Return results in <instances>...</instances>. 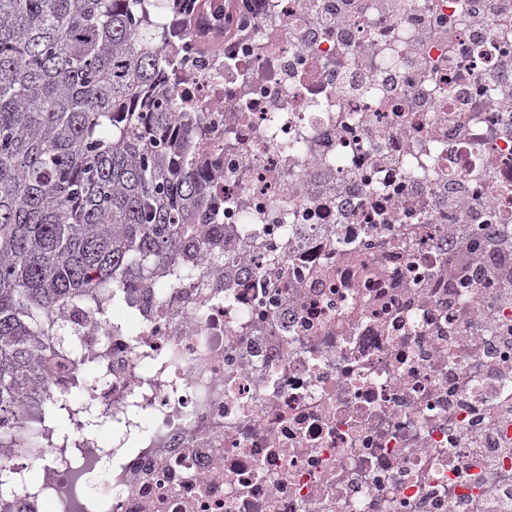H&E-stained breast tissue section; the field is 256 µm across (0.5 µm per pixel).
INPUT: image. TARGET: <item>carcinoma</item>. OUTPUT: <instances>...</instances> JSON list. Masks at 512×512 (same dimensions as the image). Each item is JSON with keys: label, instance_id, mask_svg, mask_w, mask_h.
<instances>
[{"label": "carcinoma", "instance_id": "obj_1", "mask_svg": "<svg viewBox=\"0 0 512 512\" xmlns=\"http://www.w3.org/2000/svg\"><path fill=\"white\" fill-rule=\"evenodd\" d=\"M149 0H0V448L19 413L62 422L43 318L167 267L209 212L158 78Z\"/></svg>", "mask_w": 512, "mask_h": 512}]
</instances>
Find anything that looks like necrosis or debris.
I'll list each match as a JSON object with an SVG mask.
<instances>
[{"instance_id": "4bbe7bcc", "label": "necrosis or debris", "mask_w": 512, "mask_h": 512, "mask_svg": "<svg viewBox=\"0 0 512 512\" xmlns=\"http://www.w3.org/2000/svg\"><path fill=\"white\" fill-rule=\"evenodd\" d=\"M155 4L200 273L51 316L0 512H512V0Z\"/></svg>"}]
</instances>
